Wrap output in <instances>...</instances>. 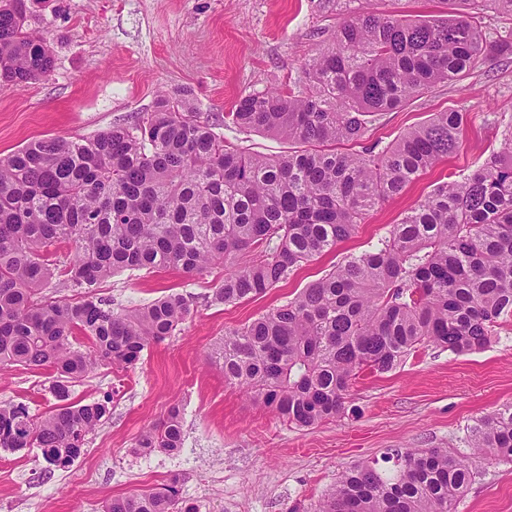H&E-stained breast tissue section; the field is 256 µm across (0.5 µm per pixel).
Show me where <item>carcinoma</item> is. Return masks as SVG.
<instances>
[{"label": "carcinoma", "instance_id": "cac0c4a2", "mask_svg": "<svg viewBox=\"0 0 512 512\" xmlns=\"http://www.w3.org/2000/svg\"><path fill=\"white\" fill-rule=\"evenodd\" d=\"M448 11L409 19L365 11L336 27L304 80L249 92L224 125L299 145L286 155L224 140L185 97L93 138H47L0 157V369L52 374L56 400L39 417L0 404V448H38L68 467L110 414V398L71 401L98 366H135L191 315L168 293L125 308L99 295L119 272L203 274L224 264L212 301L255 299L333 251L364 216L463 148L460 112H438L385 147L362 145L384 112L462 80L512 38L489 39L482 9L512 0H444ZM28 0H0V79L48 77L54 58L28 24ZM362 146L352 153L336 145ZM67 251H62V247ZM76 301L40 295L56 276ZM512 320V142L462 182L438 184L371 251L350 254L287 303L230 329L212 357L224 379L301 428L336 417L352 385L431 344L457 354L487 347ZM470 454L394 449L392 467L346 469L313 512H454L482 460L512 463V405L470 430ZM172 405L134 452H176ZM176 483L114 497L104 512H198Z\"/></svg>", "mask_w": 512, "mask_h": 512}]
</instances>
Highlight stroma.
I'll return each mask as SVG.
<instances>
[{
	"label": "stroma",
	"instance_id": "obj_1",
	"mask_svg": "<svg viewBox=\"0 0 512 512\" xmlns=\"http://www.w3.org/2000/svg\"><path fill=\"white\" fill-rule=\"evenodd\" d=\"M374 10L438 15L444 0H32L29 24L53 52L47 78L0 80V156L51 137L93 136L153 111L161 95L184 94L228 142L266 156L286 140L225 126L224 115L252 91L303 79L304 64L350 15ZM466 115L464 147L374 208L335 252L304 264L264 296L214 304L224 274L124 271L101 296L140 307L171 292L191 315L180 330L144 351L136 367L103 366L72 388L73 400L111 397L109 418L73 465L49 466L40 449H0V512H102L114 497L177 479L180 500L199 512H309L347 467L382 460L395 448L467 453L470 427L512 403V323L489 347L455 355L431 345L393 371L353 386L343 411L298 429L224 379L211 358L216 342L284 303L345 256L374 249L436 184L462 180L512 136V57L495 58L459 82L441 83L403 108L378 115L367 143L388 144L434 113ZM49 374L21 366L0 371V402L41 415L55 402ZM182 408L180 452L137 454L140 434L171 404ZM455 512H512V464L483 465Z\"/></svg>",
	"mask_w": 512,
	"mask_h": 512
}]
</instances>
